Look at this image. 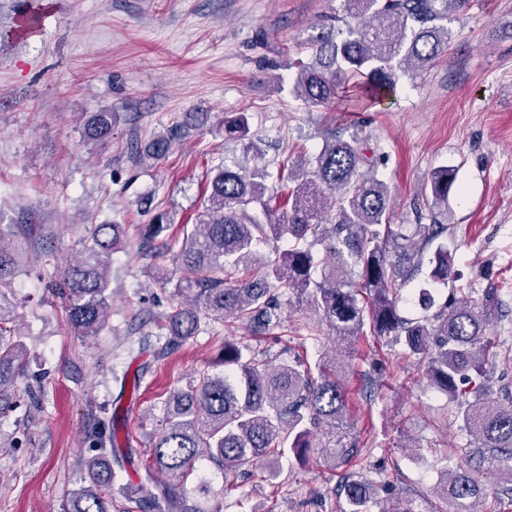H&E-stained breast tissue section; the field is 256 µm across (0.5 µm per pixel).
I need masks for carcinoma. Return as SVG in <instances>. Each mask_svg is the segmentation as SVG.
<instances>
[{
	"label": "carcinoma",
	"mask_w": 512,
	"mask_h": 512,
	"mask_svg": "<svg viewBox=\"0 0 512 512\" xmlns=\"http://www.w3.org/2000/svg\"><path fill=\"white\" fill-rule=\"evenodd\" d=\"M461 0H343V26L311 37L304 48L312 61L299 66L294 91L310 108H327L349 86L367 105L393 96L399 74L427 69L448 48V4ZM115 112H97L85 133L105 141L117 123ZM186 126L156 136L137 154L158 161L182 137ZM245 114L224 121V138L244 140ZM265 168L238 162L214 169L210 193L195 230L181 240L177 258L192 272L174 285L176 306L163 315L160 329L173 349L196 335L204 321L233 319L261 334L282 327L275 287L285 286L321 323L343 339L370 334L402 347L423 368L427 384L455 405L454 420L478 445L468 468H448L434 489L452 505L448 512H489L498 491L474 477L512 462V383L495 380V365L512 363V345L486 335L499 317L500 289L487 288L475 299L455 285L448 225L390 222L389 187L364 155L362 140L332 136L300 173L280 168V187L269 191ZM456 170L439 167L431 176L430 198L421 204L448 214V196L456 188ZM171 220L157 214L141 229L142 245L153 246ZM21 233L0 225V295L11 287L21 252ZM124 236L119 224L94 228L90 253L65 268L55 291L66 304L67 319L79 336H95L107 316L105 292L112 252ZM271 240L288 241L257 266L248 265ZM427 279L418 287L424 315H401V290L422 269ZM451 286L453 303L436 302L433 289ZM9 315L0 304V416L11 411L12 392L24 375L27 352L3 343ZM224 371L203 370L187 392L175 391L165 403V426L153 443L145 467L152 481L164 473L150 500H135L137 512H201L181 490V481L202 457L235 472L262 459L272 479L281 459L298 460L313 448L314 429L328 427L321 455L336 467L347 461L336 428L346 418L345 394L336 378L314 374L307 349L277 365L251 346L224 338ZM117 413L111 429L98 437L99 454L87 461L90 485L62 505L61 512H112L109 485L112 462H120ZM342 512H372L378 504L376 482L361 473L345 476Z\"/></svg>",
	"instance_id": "1"
}]
</instances>
